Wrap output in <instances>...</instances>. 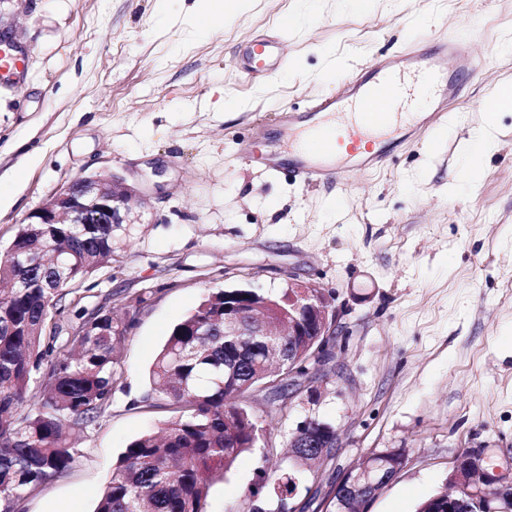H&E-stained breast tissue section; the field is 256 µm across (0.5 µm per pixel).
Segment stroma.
Masks as SVG:
<instances>
[{"mask_svg": "<svg viewBox=\"0 0 512 512\" xmlns=\"http://www.w3.org/2000/svg\"><path fill=\"white\" fill-rule=\"evenodd\" d=\"M197 0H0V23L26 48L25 76L0 86V252L29 213L79 176L116 173L142 189L141 221L112 229V264L86 280L93 303L144 295L117 354L112 405L84 433L67 473L14 512H94L126 445L166 418L147 407L149 370L206 289L273 291L288 277L331 297L339 336L313 389L284 420L263 421L257 448L210 486L207 512H249L250 491L283 462L304 421L336 446L298 486L296 512H319L344 472L387 448L406 465L369 507L413 512L445 488L457 458L481 449L512 473V109L499 112L478 176L460 147L485 103L512 82V0H315L286 27L287 69L266 83L238 50L283 25L298 0L197 30ZM465 39L480 75L455 72L444 101L457 126L395 136L387 163L347 180L302 185L240 162L235 140L287 157L283 109L338 94L339 70L365 69L413 42Z\"/></svg>", "mask_w": 512, "mask_h": 512, "instance_id": "obj_1", "label": "stroma"}]
</instances>
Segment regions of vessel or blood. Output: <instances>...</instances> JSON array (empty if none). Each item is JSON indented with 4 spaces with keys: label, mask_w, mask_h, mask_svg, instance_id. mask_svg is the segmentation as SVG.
I'll list each match as a JSON object with an SVG mask.
<instances>
[{
    "label": "vessel or blood",
    "mask_w": 512,
    "mask_h": 512,
    "mask_svg": "<svg viewBox=\"0 0 512 512\" xmlns=\"http://www.w3.org/2000/svg\"><path fill=\"white\" fill-rule=\"evenodd\" d=\"M281 34L254 39L241 60V68L252 80L271 78L284 68L288 58L280 48ZM463 71L481 68L465 40L440 43L434 51L415 49L404 54L378 57L370 71H355L346 80L347 92L330 99L324 113L333 122L320 125L301 137L293 151V172L303 183H328L347 178L351 166L375 168L382 165L387 150L377 136L391 129L399 113L383 109L385 98H397L409 85L431 90L448 85V66Z\"/></svg>",
    "instance_id": "obj_1"
}]
</instances>
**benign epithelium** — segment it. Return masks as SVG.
I'll return each instance as SVG.
<instances>
[{
	"label": "benign epithelium",
	"mask_w": 512,
	"mask_h": 512,
	"mask_svg": "<svg viewBox=\"0 0 512 512\" xmlns=\"http://www.w3.org/2000/svg\"><path fill=\"white\" fill-rule=\"evenodd\" d=\"M0 54L9 58H25V46L9 29H0ZM141 204V191L116 174H93L70 181L51 199L27 217L29 224H136ZM288 335L311 336L313 347L308 368H297L295 347L288 346L282 353L281 367L288 374H278L277 382H288V399L313 383L317 372L326 361V344L321 336L337 335L335 315L330 313V300L319 287L304 283L288 275ZM260 303L252 294L247 302L237 301V295L224 292V335L261 336L268 348L283 347L279 335L259 321H248L250 308ZM288 447L297 449V455H328L334 447L333 433L314 420H308L292 436ZM406 455L399 449L374 452L362 466L348 471L350 479L340 481L328 506L333 512H351L348 491L358 490L362 502L356 512H368V506L388 487L404 468ZM448 484L462 485L464 492L448 495L447 512H512V478L487 468L484 457L468 451L461 455L448 476Z\"/></svg>",
	"instance_id": "1"
}]
</instances>
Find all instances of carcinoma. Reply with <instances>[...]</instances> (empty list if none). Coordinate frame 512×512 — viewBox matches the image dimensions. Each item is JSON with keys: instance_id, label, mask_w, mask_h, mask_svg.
I'll use <instances>...</instances> for the list:
<instances>
[{"instance_id": "cac0c4a2", "label": "carcinoma", "mask_w": 512, "mask_h": 512, "mask_svg": "<svg viewBox=\"0 0 512 512\" xmlns=\"http://www.w3.org/2000/svg\"><path fill=\"white\" fill-rule=\"evenodd\" d=\"M0 258V500L63 476L87 424L110 406L116 352L129 312L81 305L80 284L112 264L110 224H22ZM267 318L288 315V289L266 293ZM224 290L211 289L177 323L150 374L152 407L167 418L160 433L130 441L96 512H206L211 482L252 448L260 429L251 393L274 380L256 345L248 352V389L224 387ZM305 470L288 461L252 495L286 510L288 487Z\"/></svg>"}]
</instances>
